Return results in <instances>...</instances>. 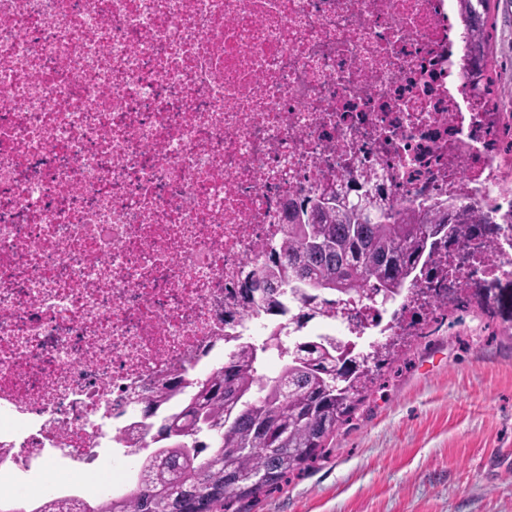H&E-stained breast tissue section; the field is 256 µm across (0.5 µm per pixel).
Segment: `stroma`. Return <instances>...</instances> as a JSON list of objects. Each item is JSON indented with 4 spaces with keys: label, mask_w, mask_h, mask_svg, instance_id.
Here are the masks:
<instances>
[{
    "label": "stroma",
    "mask_w": 512,
    "mask_h": 512,
    "mask_svg": "<svg viewBox=\"0 0 512 512\" xmlns=\"http://www.w3.org/2000/svg\"><path fill=\"white\" fill-rule=\"evenodd\" d=\"M495 103L512 110V0H491ZM432 309L323 458L252 512H512V281Z\"/></svg>",
    "instance_id": "stroma-1"
}]
</instances>
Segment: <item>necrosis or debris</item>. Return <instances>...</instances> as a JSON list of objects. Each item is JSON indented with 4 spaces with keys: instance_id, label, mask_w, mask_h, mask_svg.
<instances>
[{
    "instance_id": "1",
    "label": "necrosis or debris",
    "mask_w": 512,
    "mask_h": 512,
    "mask_svg": "<svg viewBox=\"0 0 512 512\" xmlns=\"http://www.w3.org/2000/svg\"><path fill=\"white\" fill-rule=\"evenodd\" d=\"M471 64L458 0H0V498L129 493L130 395L287 331L294 299L246 317L241 290L344 171L491 221L303 335L361 346L512 281V114Z\"/></svg>"
}]
</instances>
